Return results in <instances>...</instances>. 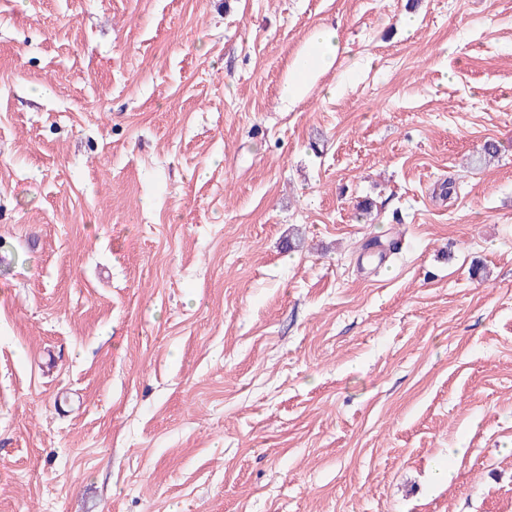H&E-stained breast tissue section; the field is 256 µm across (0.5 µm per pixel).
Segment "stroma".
<instances>
[{
    "label": "stroma",
    "mask_w": 512,
    "mask_h": 512,
    "mask_svg": "<svg viewBox=\"0 0 512 512\" xmlns=\"http://www.w3.org/2000/svg\"><path fill=\"white\" fill-rule=\"evenodd\" d=\"M3 255L0 512H512V0H0ZM341 52L337 27L321 26L315 30L296 57L288 80L283 83L280 97L288 104L303 99L309 82L330 67Z\"/></svg>",
    "instance_id": "stroma-1"
}]
</instances>
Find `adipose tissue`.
Masks as SVG:
<instances>
[{
  "mask_svg": "<svg viewBox=\"0 0 512 512\" xmlns=\"http://www.w3.org/2000/svg\"><path fill=\"white\" fill-rule=\"evenodd\" d=\"M341 51L336 28L322 26L315 30L296 57L280 97L288 103L303 99L309 82L322 70L330 67Z\"/></svg>",
  "mask_w": 512,
  "mask_h": 512,
  "instance_id": "obj_1",
  "label": "adipose tissue"
}]
</instances>
